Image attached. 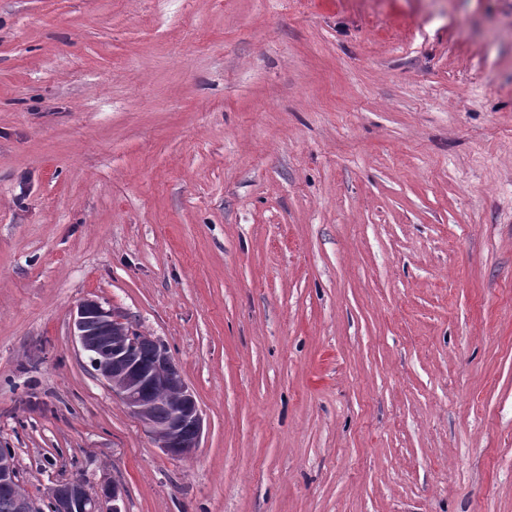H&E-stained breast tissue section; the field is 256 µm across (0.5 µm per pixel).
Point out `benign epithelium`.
I'll return each instance as SVG.
<instances>
[{
  "instance_id": "7a95c632",
  "label": "benign epithelium",
  "mask_w": 512,
  "mask_h": 512,
  "mask_svg": "<svg viewBox=\"0 0 512 512\" xmlns=\"http://www.w3.org/2000/svg\"><path fill=\"white\" fill-rule=\"evenodd\" d=\"M73 335L89 357L95 374L148 428L156 447L183 456L199 447L203 419L196 397L165 345L124 322V316L96 300L82 302L73 316ZM177 403L168 407L171 398ZM169 408L164 423L154 414ZM0 488L11 493L20 512H39L14 477L11 457L0 454ZM54 512H101L83 481L72 479L48 488Z\"/></svg>"
}]
</instances>
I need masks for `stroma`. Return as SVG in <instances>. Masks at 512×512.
Segmentation results:
<instances>
[{"label":"stroma","mask_w":512,"mask_h":512,"mask_svg":"<svg viewBox=\"0 0 512 512\" xmlns=\"http://www.w3.org/2000/svg\"><path fill=\"white\" fill-rule=\"evenodd\" d=\"M0 449L42 512H512V0H0ZM124 316L101 302H82L72 330L89 357L95 374L127 409L148 428L157 448L172 456L199 448L203 419L196 397L183 379L165 345L124 322ZM113 329V333H112ZM172 397L177 403L168 407ZM47 496L54 512H101L99 501L80 479L48 488Z\"/></svg>","instance_id":"obj_1"}]
</instances>
